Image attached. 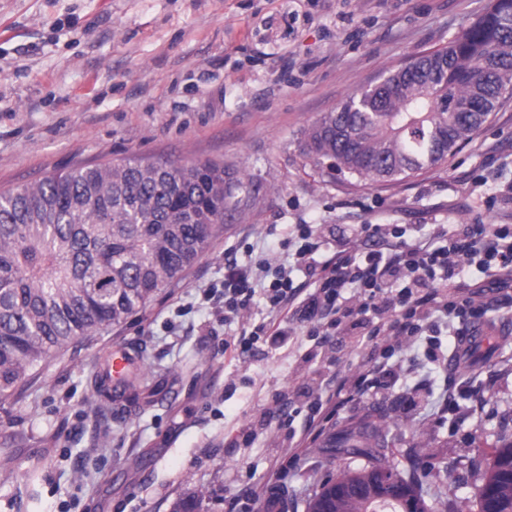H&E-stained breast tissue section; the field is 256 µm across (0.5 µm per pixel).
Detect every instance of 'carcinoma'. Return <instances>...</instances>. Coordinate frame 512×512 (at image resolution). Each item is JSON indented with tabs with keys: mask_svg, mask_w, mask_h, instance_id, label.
Listing matches in <instances>:
<instances>
[{
	"mask_svg": "<svg viewBox=\"0 0 512 512\" xmlns=\"http://www.w3.org/2000/svg\"><path fill=\"white\" fill-rule=\"evenodd\" d=\"M361 87L304 131L316 170L352 186H392L444 165L512 90V0H496L448 45L422 52ZM259 200L222 160L99 163L0 191V406L75 340L123 322L185 273ZM386 423L364 419L320 444L356 456L305 500V512H436L416 477L392 461ZM478 512H512V437L489 454ZM202 492L171 512H211Z\"/></svg>",
	"mask_w": 512,
	"mask_h": 512,
	"instance_id": "cac0c4a2",
	"label": "carcinoma"
}]
</instances>
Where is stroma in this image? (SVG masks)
Listing matches in <instances>:
<instances>
[{
	"label": "stroma",
	"mask_w": 512,
	"mask_h": 512,
	"mask_svg": "<svg viewBox=\"0 0 512 512\" xmlns=\"http://www.w3.org/2000/svg\"><path fill=\"white\" fill-rule=\"evenodd\" d=\"M488 0H0V190L78 164L128 158L235 163L261 188L184 278L124 322L52 357L0 409V512H169L190 492L213 491L216 512H257L268 489L303 498L345 462L304 430L299 394L354 369L341 348L311 361L322 337L297 327L293 343L228 352L227 341L269 318L225 323L204 292L239 262L291 263L294 225L335 236L343 224H399L413 236L436 224L512 225V98L441 168L383 189L347 188L302 153L304 130L348 94L412 55L446 46ZM487 333L506 344L462 375L429 362L423 344L398 351L409 379L447 412L408 410L387 392L333 413L319 430L384 413L399 464L418 453L425 490L448 487L441 512H477V467L512 436V307L490 291ZM142 355L140 409L96 391L116 346ZM292 428L270 424L279 408Z\"/></svg>",
	"instance_id": "obj_1"
}]
</instances>
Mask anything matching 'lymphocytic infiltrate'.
Segmentation results:
<instances>
[{
	"label": "lymphocytic infiltrate",
	"mask_w": 512,
	"mask_h": 512,
	"mask_svg": "<svg viewBox=\"0 0 512 512\" xmlns=\"http://www.w3.org/2000/svg\"><path fill=\"white\" fill-rule=\"evenodd\" d=\"M298 230L294 263L306 271L301 283L283 266L263 283L260 268L228 255L224 319L248 314L260 289L270 311L292 312L308 323L310 335L352 340L356 373L330 375L308 391V419H316L325 404L341 410L402 383L394 354L421 340L437 319L483 318L487 309L479 292L459 296L448 289L464 265H476L492 287L506 289L505 302L512 305L511 224H438L428 244L407 237L397 224H361L331 242L312 225Z\"/></svg>",
	"instance_id": "f902f5d3"
}]
</instances>
